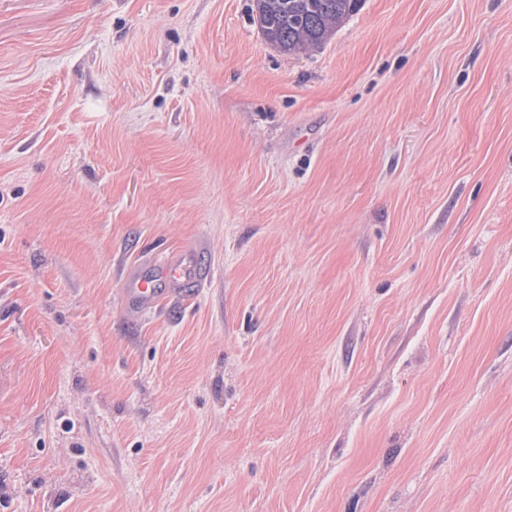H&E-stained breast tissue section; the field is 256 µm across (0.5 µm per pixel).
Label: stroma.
I'll use <instances>...</instances> for the list:
<instances>
[{"mask_svg": "<svg viewBox=\"0 0 512 512\" xmlns=\"http://www.w3.org/2000/svg\"><path fill=\"white\" fill-rule=\"evenodd\" d=\"M0 512H512V0H0ZM361 0H257L266 38L284 52L302 53L323 44ZM198 256L197 247H185L159 267L128 269L124 278L127 311L139 316L175 289L198 287L202 280Z\"/></svg>", "mask_w": 512, "mask_h": 512, "instance_id": "35a3bbf8", "label": "stroma"}]
</instances>
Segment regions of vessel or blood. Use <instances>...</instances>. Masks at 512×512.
<instances>
[{"label": "vessel or blood", "instance_id": "obj_1", "mask_svg": "<svg viewBox=\"0 0 512 512\" xmlns=\"http://www.w3.org/2000/svg\"><path fill=\"white\" fill-rule=\"evenodd\" d=\"M201 280L198 248H183L159 267L127 270L124 278L126 308L131 314L141 315L157 306L173 290L198 287Z\"/></svg>", "mask_w": 512, "mask_h": 512}]
</instances>
